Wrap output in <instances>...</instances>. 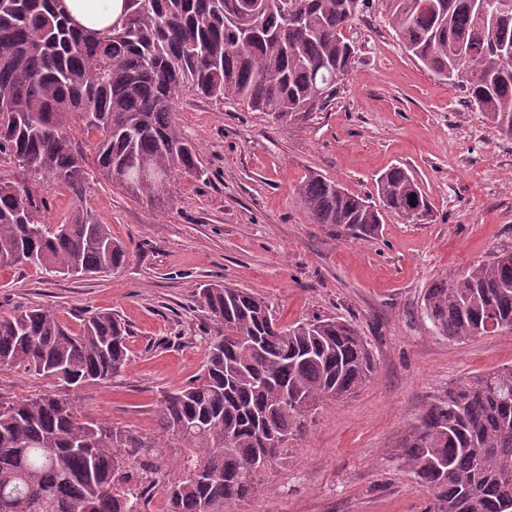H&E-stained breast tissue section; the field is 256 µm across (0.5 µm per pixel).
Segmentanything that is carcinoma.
Masks as SVG:
<instances>
[{
	"instance_id": "1",
	"label": "carcinoma",
	"mask_w": 512,
	"mask_h": 512,
	"mask_svg": "<svg viewBox=\"0 0 512 512\" xmlns=\"http://www.w3.org/2000/svg\"><path fill=\"white\" fill-rule=\"evenodd\" d=\"M350 0H125L119 26L87 30L64 0H0V160L77 200L90 165L130 198L163 204L178 171L199 178L196 147L174 118L186 91L241 101L292 124L322 110L351 68ZM405 50L461 85L471 107L512 138V0H385ZM79 126L93 160L75 144ZM380 205L311 174L299 197L312 221L371 237L387 213L428 208L412 172L377 181ZM48 194L0 177V267L85 275L121 268L126 247L76 207L52 230ZM197 302L217 326L203 374L163 394L156 426L180 475L170 512H224L253 494L259 431L293 438L311 411L356 393L376 362L348 322L279 325L264 298L219 282ZM433 332L456 343L512 327V264L499 256L427 289ZM128 329L110 312L75 332L48 308L0 318V371H33L65 390L109 381L128 361ZM152 444L92 420L69 395H0V512H143ZM432 496L429 512H512V366L463 379L419 417L404 451ZM142 472L137 483L132 476Z\"/></svg>"
}]
</instances>
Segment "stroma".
Here are the masks:
<instances>
[{
  "instance_id": "stroma-1",
  "label": "stroma",
  "mask_w": 512,
  "mask_h": 512,
  "mask_svg": "<svg viewBox=\"0 0 512 512\" xmlns=\"http://www.w3.org/2000/svg\"><path fill=\"white\" fill-rule=\"evenodd\" d=\"M346 35L355 46L348 73L329 105L300 124L184 93L175 120L204 176L177 177L165 208L89 178L84 203L126 244L123 268L84 278L0 269V316L42 306L74 330L98 311L128 325V368L70 396L87 417L154 439L161 482L178 468L157 434V403L206 361L201 284L260 294L285 326L338 316L365 336L377 361L370 381L320 404L260 491L227 512H426L428 491L404 465L413 424L460 379L512 366V331L459 345L422 315L432 282L512 250V138L405 51L383 0ZM394 166L418 180L424 220L391 214L361 239L313 223L300 201L313 173L377 201L376 181Z\"/></svg>"
}]
</instances>
